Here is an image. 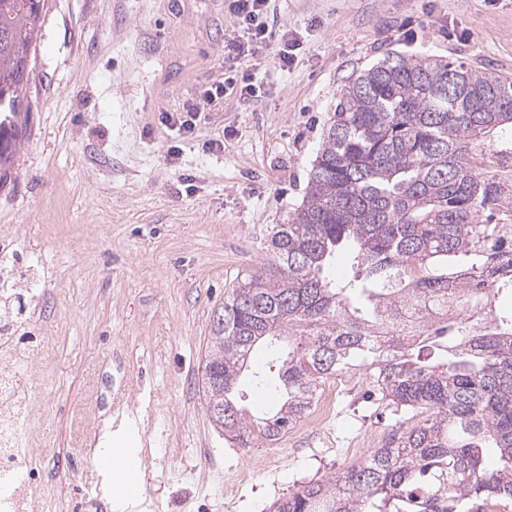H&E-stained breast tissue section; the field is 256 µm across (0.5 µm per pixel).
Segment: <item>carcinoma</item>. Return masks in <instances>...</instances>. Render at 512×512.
<instances>
[{
	"instance_id": "cac0c4a2",
	"label": "carcinoma",
	"mask_w": 512,
	"mask_h": 512,
	"mask_svg": "<svg viewBox=\"0 0 512 512\" xmlns=\"http://www.w3.org/2000/svg\"><path fill=\"white\" fill-rule=\"evenodd\" d=\"M46 0H0V184L31 110L34 43ZM512 126V82L441 57L391 53L354 71L323 131L305 195L267 239L268 262L215 310L206 410L241 444L236 398L251 354L276 359L277 408L253 417L275 442L322 382L367 370L390 410L385 443L309 483L275 512H480L512 503V176L485 136ZM353 247V276L327 265ZM497 451L495 469L485 465Z\"/></svg>"
}]
</instances>
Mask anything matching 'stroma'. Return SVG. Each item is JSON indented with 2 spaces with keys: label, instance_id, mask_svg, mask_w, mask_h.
<instances>
[{
  "label": "stroma",
  "instance_id": "stroma-1",
  "mask_svg": "<svg viewBox=\"0 0 512 512\" xmlns=\"http://www.w3.org/2000/svg\"><path fill=\"white\" fill-rule=\"evenodd\" d=\"M48 3L27 136L0 186V282L25 303L10 334L46 347L18 367L34 405V490L68 512H88L94 495L112 512L134 501L270 512L337 475L391 419L365 407L359 372L320 431L241 447L205 409L213 312L301 203L345 78L395 51L512 81V0H275L300 43L293 65L262 60L258 97L205 107L188 133L164 116L222 80L225 0ZM212 139L223 150L205 151ZM135 396L140 425L86 452L90 427ZM112 448L138 453L119 483L101 469ZM243 467L253 482L229 487Z\"/></svg>",
  "mask_w": 512,
  "mask_h": 512
}]
</instances>
